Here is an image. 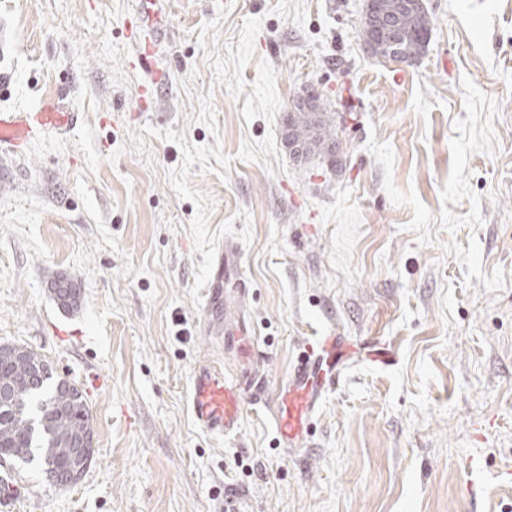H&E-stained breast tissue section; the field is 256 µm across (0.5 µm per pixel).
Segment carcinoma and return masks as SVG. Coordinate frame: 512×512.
I'll list each match as a JSON object with an SVG mask.
<instances>
[{"label":"carcinoma","mask_w":512,"mask_h":512,"mask_svg":"<svg viewBox=\"0 0 512 512\" xmlns=\"http://www.w3.org/2000/svg\"><path fill=\"white\" fill-rule=\"evenodd\" d=\"M399 50L385 44L374 53L408 62L424 49L432 23L427 10L407 15ZM321 111L307 112L296 105L287 113L284 128L290 145L304 156L333 159L336 121L329 115L322 94H314ZM56 300L67 305L73 300L72 285L65 279L52 281ZM10 345H0V461L38 466L47 479L63 486L73 470L69 453L71 440L80 434L93 435L89 407L83 393L72 382L55 378L50 363L39 352L28 349L25 358L14 359Z\"/></svg>","instance_id":"obj_1"}]
</instances>
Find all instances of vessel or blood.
I'll return each mask as SVG.
<instances>
[{
  "label": "vessel or blood",
  "mask_w": 512,
  "mask_h": 512,
  "mask_svg": "<svg viewBox=\"0 0 512 512\" xmlns=\"http://www.w3.org/2000/svg\"><path fill=\"white\" fill-rule=\"evenodd\" d=\"M159 2L141 0L129 29L134 66L153 74L151 84L144 89L150 97L166 86L162 72L154 68V48L163 31ZM77 121V113L59 97L43 100L27 112H1L0 154L21 151L47 132L68 131ZM239 266L240 247L235 240H226L215 254L208 275L203 325L209 335L223 337L225 346L234 347L240 358L253 361L254 338L244 317H233L227 300L226 283ZM348 359L345 337H319L303 345L294 364L272 390L259 367L252 365L229 377L214 365L200 364L192 376V414L203 430L229 437L240 429L246 404H259L265 397H272L277 445L288 453H300L308 448L316 412L326 394L335 388Z\"/></svg>",
  "instance_id": "b4317fda"
}]
</instances>
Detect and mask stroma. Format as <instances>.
Segmentation results:
<instances>
[{
    "label": "stroma",
    "mask_w": 512,
    "mask_h": 512,
    "mask_svg": "<svg viewBox=\"0 0 512 512\" xmlns=\"http://www.w3.org/2000/svg\"><path fill=\"white\" fill-rule=\"evenodd\" d=\"M137 4L0 0V112L80 114L0 154V344L77 384L95 448L69 487L0 463V512H512V0H424L411 65L366 50L364 0H164L147 108ZM310 86L332 163L284 145ZM228 238L270 384L315 337L356 350L303 453L263 407L224 440L191 418L195 367L240 366L199 325Z\"/></svg>",
    "instance_id": "1"
}]
</instances>
